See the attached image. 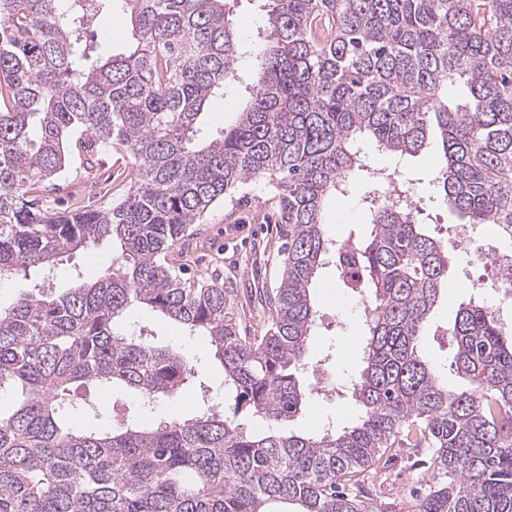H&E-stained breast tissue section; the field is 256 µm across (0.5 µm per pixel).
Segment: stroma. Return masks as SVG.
<instances>
[{"label":"stroma","instance_id":"stroma-1","mask_svg":"<svg viewBox=\"0 0 512 512\" xmlns=\"http://www.w3.org/2000/svg\"><path fill=\"white\" fill-rule=\"evenodd\" d=\"M264 4L265 0H235L233 22L239 31L243 52L239 67L246 78L260 64L257 32L266 21ZM360 152L372 166L390 172L397 170L415 179V202L423 212V220L430 230L439 233L448 253V282L441 292L432 325L421 338L420 353L447 378L451 387H466V380L449 368L453 351L437 328L453 321L460 304L472 292V279L481 276L483 268L479 265L466 267V257L454 240L453 228L460 219L449 210L446 198L433 181L436 168L442 162L441 140L431 137L425 151L403 160L378 152L367 139L361 140ZM69 157L67 169L43 194L44 199L63 206L76 202L94 208L107 205L122 193L133 172L131 158L117 149L101 154L92 166L88 165L84 151L71 150ZM365 191L362 183H355L351 196L330 211L326 226L328 237L342 239L353 229L366 232L367 213L361 204ZM241 193L243 200L238 209L216 204L184 252H172L168 261L175 266L187 265L189 273L197 276L219 277L227 287L236 289L234 306L240 332L260 336L267 325L252 317L249 296L256 288L275 285L282 270V256L277 228L267 221L264 202L269 197L268 189L251 182L242 187ZM315 293L319 300V317L311 340V357L326 359L328 368L341 381L354 373L362 353L361 300L339 287L336 271L331 266L322 269ZM128 323L135 328L147 327L154 345L195 356L197 384L178 403L182 417H192L205 399L223 403L225 411L233 410V403L224 398V369L213 354L207 352L203 337L179 335L156 314L141 308L130 311ZM356 415L350 395L339 392L325 402L310 401L292 426L295 430L307 431L328 423L339 430L350 425ZM393 455L389 470L367 475L364 485L374 494L380 483L390 484L392 491L384 500L396 504L410 501L420 488L426 487L429 473L421 465L425 457L423 450L397 448Z\"/></svg>","mask_w":512,"mask_h":512}]
</instances>
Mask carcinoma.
Listing matches in <instances>:
<instances>
[{
	"label": "carcinoma",
	"mask_w": 512,
	"mask_h": 512,
	"mask_svg": "<svg viewBox=\"0 0 512 512\" xmlns=\"http://www.w3.org/2000/svg\"><path fill=\"white\" fill-rule=\"evenodd\" d=\"M115 0H0V282L57 265L106 241L110 265L78 271L57 295L0 306V512H378L360 475L392 448H425L427 490L407 512H512V335L478 295L442 328L455 391L419 354L448 279V257L394 174L363 162L364 136L399 156L440 132L434 181L470 224L512 240V0H267L264 63L246 105L219 136L198 120L239 85L230 0H120L132 44L104 56ZM466 81L470 100L448 87ZM95 155L118 148L135 171L116 204L58 210L41 200L69 162L75 133ZM370 231L333 242L331 205L349 177ZM262 182L283 240L278 285L264 295L269 328L242 336L218 279H185L166 256L236 189ZM335 263L361 297L365 345L350 389L359 406L340 431L289 423L318 309L312 285ZM204 336L249 429L212 406L142 425L79 430L74 389L137 391L175 402L194 387L192 360L127 329L129 308Z\"/></svg>",
	"instance_id": "cac0c4a2"
}]
</instances>
